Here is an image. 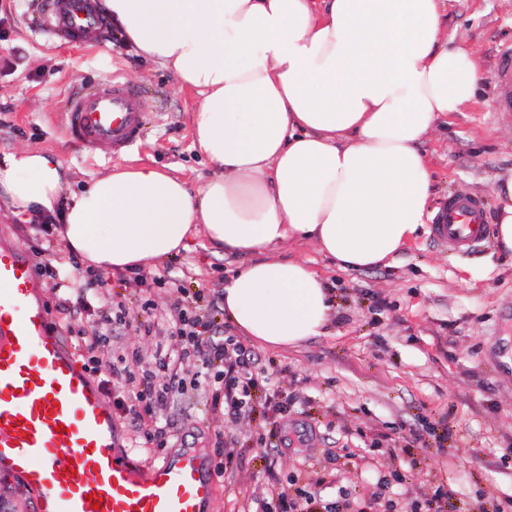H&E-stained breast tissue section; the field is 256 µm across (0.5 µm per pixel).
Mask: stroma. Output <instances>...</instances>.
I'll list each match as a JSON object with an SVG mask.
<instances>
[{"label":"stroma","mask_w":512,"mask_h":512,"mask_svg":"<svg viewBox=\"0 0 512 512\" xmlns=\"http://www.w3.org/2000/svg\"><path fill=\"white\" fill-rule=\"evenodd\" d=\"M448 29L470 42L483 71L500 45L512 43V0H447ZM29 0H0V160L25 148L58 157L68 203L80 187L113 167L146 163L196 189L214 174L193 144L197 100L172 74L139 59L121 31L108 27L77 48L55 46L33 32ZM118 78L141 90L154 117L131 151L89 158L61 132L62 101L78 83ZM492 87L483 82L476 103L454 113L423 144L434 171V206L459 193L481 195L487 221L500 208L499 182L512 178V124L490 112ZM32 263H49L83 277L66 249L59 224H31L0 202V240ZM306 261L335 287L336 306L325 335L296 347L272 349L246 340L258 375L256 400L268 388L287 395L289 423L274 425L255 409L233 421L196 400L175 399L162 411L166 447L139 454L157 463L181 448L205 449L218 463V442L232 457L217 485L214 512H250L255 494L293 483L324 501L357 512L368 504L427 503L437 489L447 512H512V261L492 242L452 251L423 232L389 267L341 272L312 243L277 248ZM241 256L213 253L202 240L138 274L106 273L98 293L124 303L125 324L114 334L121 351L150 360L163 333L145 334L139 302L169 315L178 289L218 293Z\"/></svg>","instance_id":"35a3bbf8"}]
</instances>
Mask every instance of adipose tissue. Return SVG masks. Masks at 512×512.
<instances>
[{
    "instance_id": "ef3b65f1",
    "label": "adipose tissue",
    "mask_w": 512,
    "mask_h": 512,
    "mask_svg": "<svg viewBox=\"0 0 512 512\" xmlns=\"http://www.w3.org/2000/svg\"><path fill=\"white\" fill-rule=\"evenodd\" d=\"M135 54L198 100L193 140L215 167L190 192L152 165L113 168L74 195L62 238L85 266L124 271L191 239L244 256L224 309L272 348L323 335L331 292L308 241L343 271L396 262L435 214L421 145L474 101L482 71L443 23L446 0H100ZM62 164L38 149L0 161L16 217L54 213Z\"/></svg>"
}]
</instances>
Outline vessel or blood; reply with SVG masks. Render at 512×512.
<instances>
[{"label":"vessel or blood","mask_w":512,"mask_h":512,"mask_svg":"<svg viewBox=\"0 0 512 512\" xmlns=\"http://www.w3.org/2000/svg\"><path fill=\"white\" fill-rule=\"evenodd\" d=\"M43 29L81 45L106 20L96 0H43ZM493 112L512 117V45L491 69ZM146 105L126 82L80 86L62 109L63 135L88 157L114 156L138 144ZM453 250L487 233L481 198L449 197L432 225ZM0 471L18 476L34 512H210L215 484L207 456L186 448L146 466L118 449L115 416L99 386L75 360L47 313L29 259L0 242Z\"/></svg>","instance_id":"obj_1"}]
</instances>
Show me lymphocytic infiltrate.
I'll return each instance as SVG.
<instances>
[{"label":"lymphocytic infiltrate","mask_w":512,"mask_h":512,"mask_svg":"<svg viewBox=\"0 0 512 512\" xmlns=\"http://www.w3.org/2000/svg\"><path fill=\"white\" fill-rule=\"evenodd\" d=\"M49 278L56 297L55 309L61 314V327L73 330L75 316L85 314L93 319L91 330H75L77 346L89 364V373H97L105 358H112V375L135 390L132 403L122 404L121 410L136 434L139 446L163 447L168 440V426L157 417V409L166 407L175 397L188 391L199 392L211 406H219L227 417L239 419L254 410L252 391L258 380L252 371L251 353L234 337L225 335L210 306L189 307L184 297H176L173 307L176 318L167 322L170 340L158 344L152 361H142L138 353L115 354L111 343L113 324L123 322V304L106 303L93 289L98 275H90L89 285L83 286L60 277L55 266L39 267ZM200 361L220 367L221 384L187 382L184 367Z\"/></svg>","instance_id":"f902f5d3"}]
</instances>
